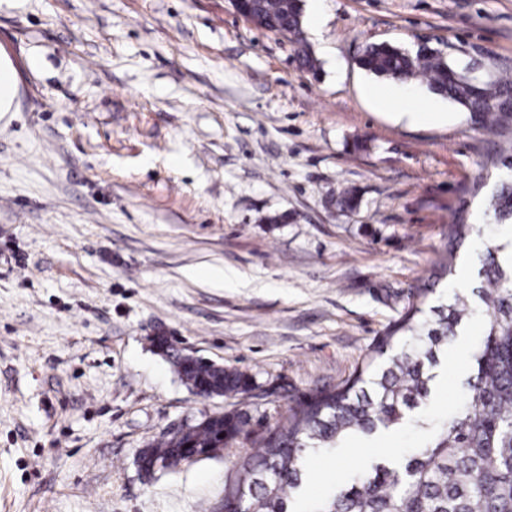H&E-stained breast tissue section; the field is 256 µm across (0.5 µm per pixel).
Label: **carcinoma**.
Instances as JSON below:
<instances>
[{
    "mask_svg": "<svg viewBox=\"0 0 512 512\" xmlns=\"http://www.w3.org/2000/svg\"><path fill=\"white\" fill-rule=\"evenodd\" d=\"M239 7L258 26L302 40V0H242ZM358 64L377 77L421 80L480 127L498 135L512 131V77L506 72L475 81L450 55L385 43L366 45ZM489 159L504 172L487 211L493 225L512 230V154L504 157L498 150ZM358 203L353 190L336 197L342 212L354 211ZM473 235L483 244L474 285L430 307L432 289H412L404 314L382 337L375 356L341 384L290 407L260 450L224 484V498L213 512H512V253L502 255L505 245L456 214L431 277L452 275L458 250ZM476 302L484 306V324L469 355L462 402L434 419L428 408L435 369L474 315ZM153 343L173 354L178 376L196 394L243 397L251 390L244 372L179 353L165 336ZM411 422L428 432L425 445L407 456L369 460L321 496H308L309 452L331 455L354 435L372 440ZM244 424L239 414L208 415L142 449L139 469L149 476L156 468L174 470L191 455L208 458Z\"/></svg>",
    "mask_w": 512,
    "mask_h": 512,
    "instance_id": "cac0c4a2",
    "label": "carcinoma"
}]
</instances>
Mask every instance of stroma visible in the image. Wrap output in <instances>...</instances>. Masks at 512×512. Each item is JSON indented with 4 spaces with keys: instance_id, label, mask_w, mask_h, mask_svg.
<instances>
[{
    "instance_id": "stroma-1",
    "label": "stroma",
    "mask_w": 512,
    "mask_h": 512,
    "mask_svg": "<svg viewBox=\"0 0 512 512\" xmlns=\"http://www.w3.org/2000/svg\"><path fill=\"white\" fill-rule=\"evenodd\" d=\"M303 37L317 72L232 0H0V512H211L293 401L368 361L410 288L474 283L476 242L428 276L455 213L487 220L495 135L420 81L413 106L439 121L376 107L366 88L393 82L357 59L425 41L512 70V0H303ZM480 327L442 361L439 409ZM158 335L251 392L195 395ZM216 412L249 419L222 454L141 474L142 448ZM422 440L311 456L310 488ZM15 94V84L10 67L0 62V112L10 111Z\"/></svg>"
}]
</instances>
